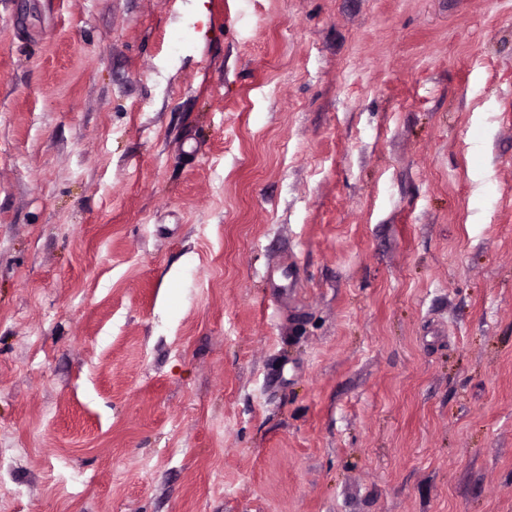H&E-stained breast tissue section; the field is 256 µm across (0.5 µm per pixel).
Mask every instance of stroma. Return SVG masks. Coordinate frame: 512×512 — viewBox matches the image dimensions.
Segmentation results:
<instances>
[{"label": "stroma", "instance_id": "1", "mask_svg": "<svg viewBox=\"0 0 512 512\" xmlns=\"http://www.w3.org/2000/svg\"><path fill=\"white\" fill-rule=\"evenodd\" d=\"M0 512H512V0H0Z\"/></svg>", "mask_w": 512, "mask_h": 512}]
</instances>
